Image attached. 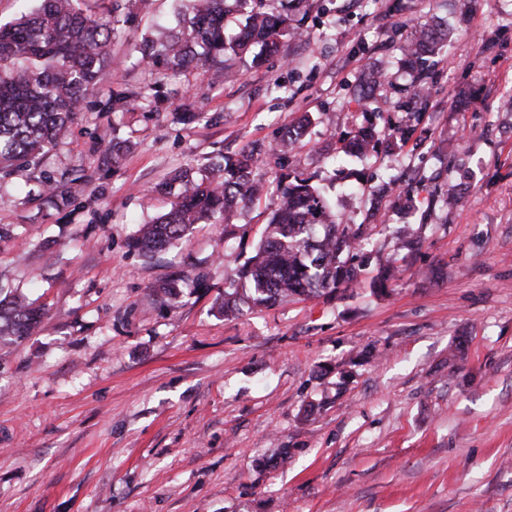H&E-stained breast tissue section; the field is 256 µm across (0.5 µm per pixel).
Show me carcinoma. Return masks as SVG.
<instances>
[{"label": "carcinoma", "instance_id": "cac0c4a2", "mask_svg": "<svg viewBox=\"0 0 512 512\" xmlns=\"http://www.w3.org/2000/svg\"><path fill=\"white\" fill-rule=\"evenodd\" d=\"M81 0H40L36 10L15 22L0 25V170L28 162L48 151L81 111L84 99L102 85L112 70L110 47L119 33V12L130 15L140 0H113L112 18L105 19L80 7ZM178 24L162 39L146 38L140 54L149 78L123 83L112 90V111L128 112L157 98L159 81L175 78L203 65L224 64L228 54L251 55L260 64L278 49L280 41L298 34L293 12L312 6L310 0H286L280 12L269 11L263 0H177ZM238 12L244 25L232 37L224 32V16ZM449 32L437 24L416 31L401 45V63L416 73L420 95L427 57L445 46ZM384 75L369 70L357 85L360 99ZM309 116L285 129L277 147L282 152L304 137ZM381 140V131L361 127L344 148L352 158ZM264 164L257 150L221 157L206 171L190 167L174 170L157 190L173 197L170 209L136 231L131 246L153 257L185 237L197 224H222L240 202H252L265 190L255 172ZM276 208L261 234L254 255L240 270L249 281L250 302L274 307L290 298L323 296L356 285L360 268L348 255L362 250L363 225L339 224L325 193L311 178L297 175L279 180ZM399 246L409 252L422 240L413 225L399 230ZM399 267L379 266L371 283L375 292L386 291L398 278ZM238 290H224L218 312L238 314ZM43 312L0 284V342L18 341L33 332Z\"/></svg>", "mask_w": 512, "mask_h": 512}]
</instances>
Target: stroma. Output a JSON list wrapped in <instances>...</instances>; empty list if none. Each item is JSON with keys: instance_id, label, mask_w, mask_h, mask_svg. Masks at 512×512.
I'll use <instances>...</instances> for the list:
<instances>
[{"instance_id": "35a3bbf8", "label": "stroma", "mask_w": 512, "mask_h": 512, "mask_svg": "<svg viewBox=\"0 0 512 512\" xmlns=\"http://www.w3.org/2000/svg\"><path fill=\"white\" fill-rule=\"evenodd\" d=\"M173 12L141 0L66 136L0 171V280L44 309L0 345V512H512V0H314L263 65L234 60L217 83L200 67L164 81L152 111L107 112ZM435 19L452 42L420 100L394 64L402 33ZM306 112L287 159L269 154ZM369 123L404 142L339 166ZM249 149L268 178L318 175L343 223L368 225L367 249L403 268L388 292L372 294L371 266L332 297L218 316L273 189L154 257L129 248L168 209L170 172ZM450 187L458 204L438 207ZM407 223L423 227L414 253L396 247ZM177 272L202 282L156 298Z\"/></svg>"}]
</instances>
